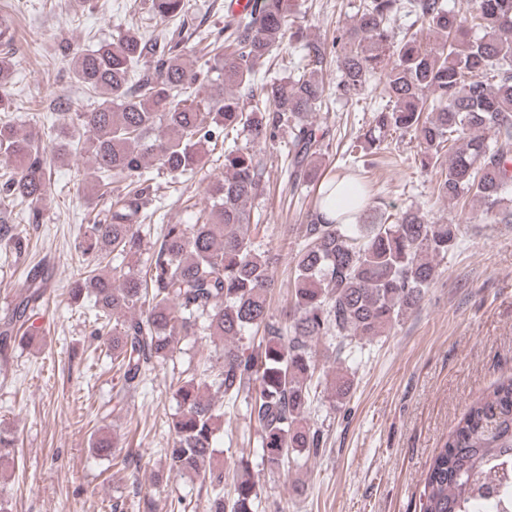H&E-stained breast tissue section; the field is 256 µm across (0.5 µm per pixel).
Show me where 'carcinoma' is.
<instances>
[{"label":"carcinoma","mask_w":512,"mask_h":512,"mask_svg":"<svg viewBox=\"0 0 512 512\" xmlns=\"http://www.w3.org/2000/svg\"><path fill=\"white\" fill-rule=\"evenodd\" d=\"M153 17L185 28L187 0H151ZM297 32L287 0H252L250 11L224 21V40L207 44L209 58L194 70L164 34L128 28L96 49L74 53L71 74L97 106L75 113L50 141L65 157L82 148L92 156L91 180L101 195L126 183L110 217L86 227L78 243L93 260L71 289L90 297L92 336L107 337L112 366L122 374L118 401L144 384L154 364L173 357L177 337L207 331L221 348L222 365L177 378L171 441L161 449L168 471L198 478L209 512H263L248 471L232 475L224 491V463L215 458L224 409L238 401L259 433L261 461L274 471L323 451V434L308 425L315 393L316 344L326 356L353 360L354 344L382 336L417 309L436 275L434 259L457 240L454 224H431L415 208L392 213L373 204L362 154L379 150L388 135L411 134L418 165L433 168L443 153L438 196L461 208L476 202L480 220L512 222V0H471L466 13L447 0H359L354 23L336 28L331 42L301 45L297 74L260 88L247 108L260 64ZM336 62V83L321 74ZM378 79L386 104L340 156L326 177L314 158L330 147L328 127L310 120L330 101L360 96ZM244 126L260 143L286 131L289 181L312 192L295 254L289 310L271 313L272 262L249 233L248 203L263 189V169L238 149L229 173L214 184L210 208L194 224H165L144 275L124 271L141 249L143 209L152 173L191 174L204 146L218 145L229 128ZM490 130L493 137L484 132ZM0 156L14 170L0 173V197L42 201L50 190L40 137L0 123ZM346 211L334 212L336 184ZM354 216L355 224H345ZM22 249V238L0 216V242ZM117 276L102 274V263ZM47 277L33 278L26 295L0 318V350L28 342L40 315ZM252 343L250 351L240 347ZM216 388L218 404L201 390ZM354 388L336 374L332 403ZM117 434H93L92 451L115 457ZM15 456V437L0 432V463ZM420 512H483V503L512 487V378L474 399L429 466ZM155 512H185L184 499L151 501Z\"/></svg>","instance_id":"cac0c4a2"}]
</instances>
